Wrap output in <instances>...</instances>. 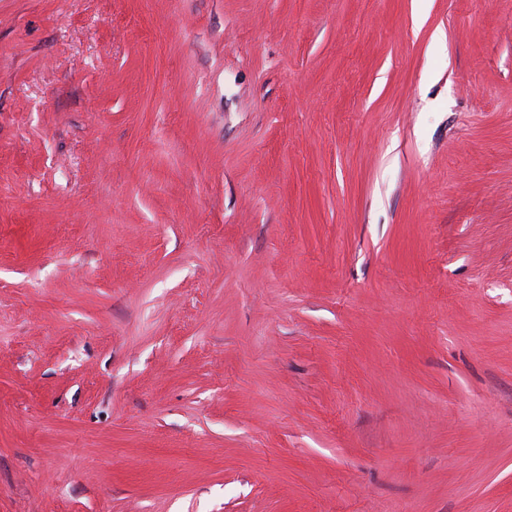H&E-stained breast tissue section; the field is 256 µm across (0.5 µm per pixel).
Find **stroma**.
<instances>
[{
	"mask_svg": "<svg viewBox=\"0 0 512 512\" xmlns=\"http://www.w3.org/2000/svg\"><path fill=\"white\" fill-rule=\"evenodd\" d=\"M0 512H512V0H0Z\"/></svg>",
	"mask_w": 512,
	"mask_h": 512,
	"instance_id": "35a3bbf8",
	"label": "stroma"
}]
</instances>
